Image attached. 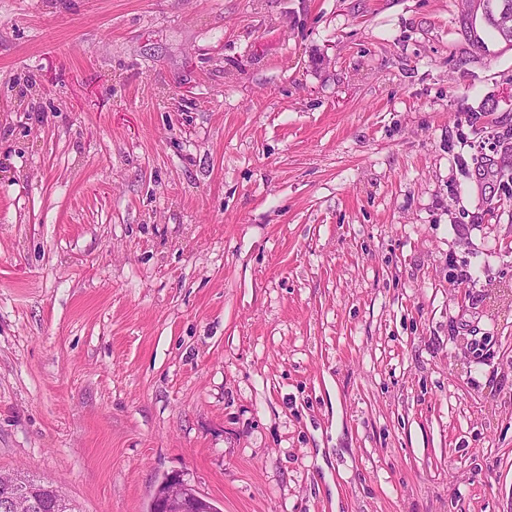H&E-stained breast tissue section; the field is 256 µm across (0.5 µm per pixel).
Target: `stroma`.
Returning a JSON list of instances; mask_svg holds the SVG:
<instances>
[{"label": "stroma", "instance_id": "1", "mask_svg": "<svg viewBox=\"0 0 512 512\" xmlns=\"http://www.w3.org/2000/svg\"><path fill=\"white\" fill-rule=\"evenodd\" d=\"M484 0H0V471L76 512H512V45ZM152 506L155 512H214L212 504L180 474L171 475L163 482Z\"/></svg>", "mask_w": 512, "mask_h": 512}]
</instances>
